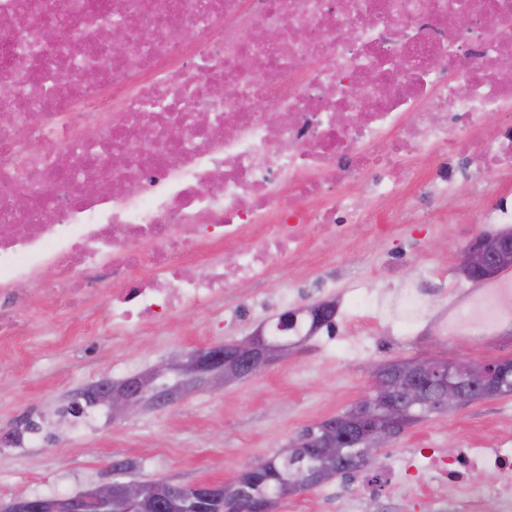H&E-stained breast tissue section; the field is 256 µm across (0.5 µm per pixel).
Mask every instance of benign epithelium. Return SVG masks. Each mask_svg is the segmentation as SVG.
<instances>
[{
  "mask_svg": "<svg viewBox=\"0 0 512 512\" xmlns=\"http://www.w3.org/2000/svg\"><path fill=\"white\" fill-rule=\"evenodd\" d=\"M458 268L467 278L491 279L512 267V229L495 234H481L457 254ZM334 306L318 302L303 309L286 311L283 320L304 313L319 322ZM288 348L269 341L263 330L229 346L215 345L190 353H183L168 363L183 376L182 394L204 378L226 386L263 373ZM159 373L136 378L120 388H112L97 397V404L112 409V415H124L145 406V397H153L158 408L169 407L178 394L158 389ZM512 385V360L495 358L471 362L452 356L430 358L413 357L408 373L403 377L383 376V367L374 371L370 392L362 395L355 406L373 408L376 418L358 429L356 455L363 461H374L378 451L395 438L390 426L398 423L403 408L428 401L446 403L461 408L476 400H491L501 396L503 388ZM109 478L102 485L85 493L69 497H35L24 493L0 503V512H146L148 502L144 489L137 481L124 480L125 468L108 469ZM237 476L220 485L198 483L193 485L195 499L184 502V512H198L200 502L214 499L217 487L233 484ZM283 500L280 491L253 498L241 512H277V502Z\"/></svg>",
  "mask_w": 512,
  "mask_h": 512,
  "instance_id": "obj_1",
  "label": "benign epithelium"
}]
</instances>
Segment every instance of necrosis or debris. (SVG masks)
<instances>
[{
	"label": "necrosis or debris",
	"instance_id": "1",
	"mask_svg": "<svg viewBox=\"0 0 512 512\" xmlns=\"http://www.w3.org/2000/svg\"><path fill=\"white\" fill-rule=\"evenodd\" d=\"M118 16L121 49L104 37ZM505 56L512 0H0V343L27 330L30 280L68 310L92 274L111 276L102 323L140 330L269 278L310 233L379 224L363 191L412 208L424 179H453L439 151L487 184L512 177ZM432 57L465 65L452 79ZM487 116L503 122L478 136ZM220 124L232 134L214 137ZM88 181L110 190L85 194ZM235 242L233 265H192ZM427 467L448 479L441 512H512V448ZM478 470L494 480L471 483Z\"/></svg>",
	"mask_w": 512,
	"mask_h": 512
}]
</instances>
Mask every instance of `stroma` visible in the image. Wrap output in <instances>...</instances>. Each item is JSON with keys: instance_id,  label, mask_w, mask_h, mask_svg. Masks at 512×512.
Returning a JSON list of instances; mask_svg holds the SVG:
<instances>
[{"instance_id": "1", "label": "stroma", "mask_w": 512, "mask_h": 512, "mask_svg": "<svg viewBox=\"0 0 512 512\" xmlns=\"http://www.w3.org/2000/svg\"><path fill=\"white\" fill-rule=\"evenodd\" d=\"M485 193L470 178L427 201L423 220L401 213L387 197L376 207L382 234L347 228L341 238L314 237L270 280L228 288L222 300L181 311L140 331L103 329L86 334V316L57 309L56 291L45 281L26 283L31 326L15 346L0 351V500L18 490L50 497L92 490L115 460L137 462V480L218 483L250 460L270 455L304 428L343 414L373 382V366L415 356L453 354L475 362L512 358V309L499 312L503 332L496 347L451 334L448 299L471 282L456 255L481 232L501 225L490 217L456 218L459 204ZM447 249H439V242ZM420 290L425 306L403 312L404 287ZM290 300L281 303V292ZM379 300V310L357 305L356 294ZM317 302L336 305L332 329L318 328L288 349L257 377L225 387H204L163 410L122 418L105 406L78 418L62 414L71 397L101 380L120 381L160 367L178 352L242 340L270 327L288 309ZM254 308L251 317L238 313ZM46 437L38 448H17L26 422ZM512 446V395L429 415L407 427L375 465L357 477L339 476L283 500L279 512H340L356 482L370 497L354 512H435L431 489L420 486L424 455L456 448ZM399 460L405 482L392 488L385 474Z\"/></svg>"}]
</instances>
